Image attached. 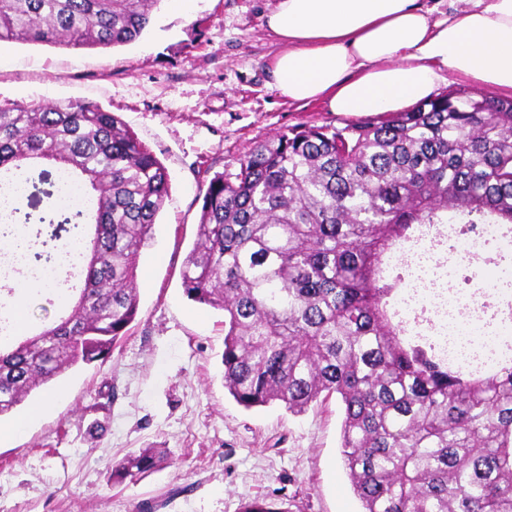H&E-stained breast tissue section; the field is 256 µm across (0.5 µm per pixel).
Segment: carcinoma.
<instances>
[{
	"mask_svg": "<svg viewBox=\"0 0 512 512\" xmlns=\"http://www.w3.org/2000/svg\"><path fill=\"white\" fill-rule=\"evenodd\" d=\"M161 0H0V40L109 49L139 38ZM88 182L94 224L67 316L0 345V418L72 367L112 352L139 307L140 251L168 197L164 165L92 103H0V172L32 161ZM424 224H512V100L459 89L343 127L260 143L202 199L186 296L224 312V389L293 414L336 396L363 512H512V365L472 374L403 342L400 282L382 257ZM167 463L140 448L114 483ZM240 512H288L255 498Z\"/></svg>",
	"mask_w": 512,
	"mask_h": 512,
	"instance_id": "obj_1",
	"label": "carcinoma"
}]
</instances>
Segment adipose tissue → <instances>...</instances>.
Here are the masks:
<instances>
[{
	"instance_id": "adipose-tissue-1",
	"label": "adipose tissue",
	"mask_w": 512,
	"mask_h": 512,
	"mask_svg": "<svg viewBox=\"0 0 512 512\" xmlns=\"http://www.w3.org/2000/svg\"><path fill=\"white\" fill-rule=\"evenodd\" d=\"M276 0L266 23L280 49L274 88L342 114L397 112L451 77L512 92V0Z\"/></svg>"
}]
</instances>
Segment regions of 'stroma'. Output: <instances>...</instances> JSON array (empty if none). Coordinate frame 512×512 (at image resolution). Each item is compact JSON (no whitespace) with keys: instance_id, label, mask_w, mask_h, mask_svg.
Masks as SVG:
<instances>
[{"instance_id":"stroma-1","label":"stroma","mask_w":512,"mask_h":512,"mask_svg":"<svg viewBox=\"0 0 512 512\" xmlns=\"http://www.w3.org/2000/svg\"><path fill=\"white\" fill-rule=\"evenodd\" d=\"M275 0H161L134 42L111 49L0 41V101L22 107L83 100L116 113L163 163L170 191L142 248L139 311L104 360L40 387L0 441V512H240L265 498L288 512H362L340 448L336 399L294 415L251 410L224 388V314L181 287L209 180L300 124L348 123L321 103L274 89ZM27 197L0 228L35 253H55L54 179L28 173ZM154 446L169 462L115 484L113 464Z\"/></svg>"}]
</instances>
